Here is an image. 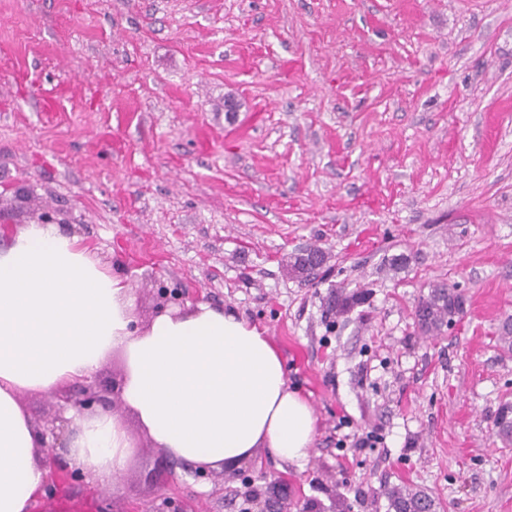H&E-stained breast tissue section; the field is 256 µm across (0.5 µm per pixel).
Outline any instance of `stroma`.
<instances>
[{
	"label": "stroma",
	"mask_w": 512,
	"mask_h": 512,
	"mask_svg": "<svg viewBox=\"0 0 512 512\" xmlns=\"http://www.w3.org/2000/svg\"><path fill=\"white\" fill-rule=\"evenodd\" d=\"M1 182L27 191L0 198L11 223L49 214L125 278L134 329L186 290L268 336L310 403L303 466L258 448L181 475L190 512L282 478L283 512H387L402 483L512 512L491 430L512 401V0H0ZM310 245L312 283L289 267ZM437 282L466 312L426 336ZM339 287L365 303L328 314ZM115 414L133 451L98 494L123 512L154 497L158 451Z\"/></svg>",
	"instance_id": "35a3bbf8"
}]
</instances>
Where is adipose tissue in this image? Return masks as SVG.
Returning <instances> with one entry per match:
<instances>
[{"label":"adipose tissue","instance_id":"1","mask_svg":"<svg viewBox=\"0 0 512 512\" xmlns=\"http://www.w3.org/2000/svg\"><path fill=\"white\" fill-rule=\"evenodd\" d=\"M122 278L54 224H31L0 248V512H30L43 463L19 396L91 376L113 352L124 361L123 400L154 445L218 467L265 448L302 464L314 441L309 402L290 390L273 342L207 305L131 328ZM71 456L112 484L130 453L122 422L77 421Z\"/></svg>","mask_w":512,"mask_h":512}]
</instances>
